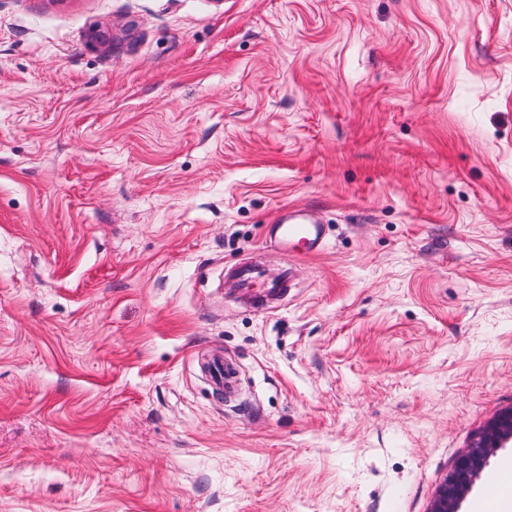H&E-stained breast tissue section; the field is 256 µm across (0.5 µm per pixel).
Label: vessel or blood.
<instances>
[{"label":"vessel or blood","instance_id":"obj_1","mask_svg":"<svg viewBox=\"0 0 512 512\" xmlns=\"http://www.w3.org/2000/svg\"><path fill=\"white\" fill-rule=\"evenodd\" d=\"M317 210L301 204L282 210L265 227V244L270 253L284 259L277 273H269L262 260H246L224 268V283L242 295L250 308L270 310L283 303L295 286L294 258L322 253L327 247V227L316 219ZM207 382L225 398L239 396L242 373L237 361L213 357L207 366Z\"/></svg>","mask_w":512,"mask_h":512}]
</instances>
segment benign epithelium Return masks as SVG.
Segmentation results:
<instances>
[{"mask_svg": "<svg viewBox=\"0 0 512 512\" xmlns=\"http://www.w3.org/2000/svg\"><path fill=\"white\" fill-rule=\"evenodd\" d=\"M512 434V408L501 413L477 436L470 448L460 455L441 487L432 512H458L463 494L484 463L504 441V434Z\"/></svg>", "mask_w": 512, "mask_h": 512, "instance_id": "7a95c632", "label": "benign epithelium"}]
</instances>
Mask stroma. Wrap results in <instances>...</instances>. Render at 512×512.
<instances>
[{"label": "stroma", "mask_w": 512, "mask_h": 512, "mask_svg": "<svg viewBox=\"0 0 512 512\" xmlns=\"http://www.w3.org/2000/svg\"><path fill=\"white\" fill-rule=\"evenodd\" d=\"M510 407L512 0H0V512H429ZM317 209L309 204L289 206L265 225L268 251L284 257L276 274H270L263 260H246L224 266V283L247 299L255 310L277 308L295 288V265L289 257H307L322 253L327 247V225L315 216ZM207 382L212 389L222 392L226 401L240 395L242 373L236 360L214 356L207 366Z\"/></svg>", "instance_id": "1"}]
</instances>
